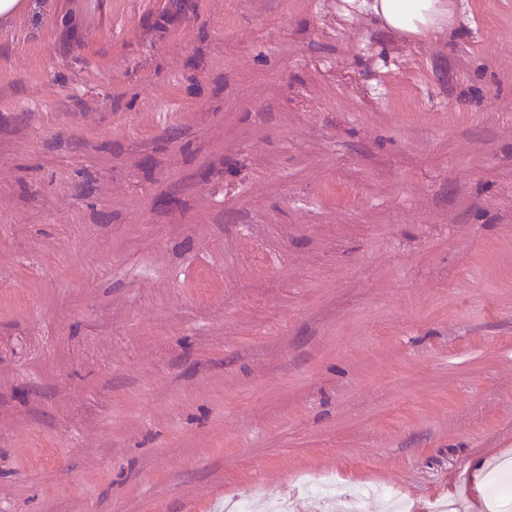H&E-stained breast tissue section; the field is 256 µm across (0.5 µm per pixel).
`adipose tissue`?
<instances>
[{
	"label": "adipose tissue",
	"mask_w": 512,
	"mask_h": 512,
	"mask_svg": "<svg viewBox=\"0 0 512 512\" xmlns=\"http://www.w3.org/2000/svg\"><path fill=\"white\" fill-rule=\"evenodd\" d=\"M371 11L394 33L425 37L449 27L452 0H371Z\"/></svg>",
	"instance_id": "adipose-tissue-1"
}]
</instances>
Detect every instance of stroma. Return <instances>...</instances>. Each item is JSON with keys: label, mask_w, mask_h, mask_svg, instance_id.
<instances>
[{"label": "stroma", "mask_w": 512, "mask_h": 512, "mask_svg": "<svg viewBox=\"0 0 512 512\" xmlns=\"http://www.w3.org/2000/svg\"><path fill=\"white\" fill-rule=\"evenodd\" d=\"M29 0L0 23V512H407L512 459V0ZM382 26L394 33L426 37L448 28L453 19V0H369Z\"/></svg>", "instance_id": "stroma-1"}]
</instances>
